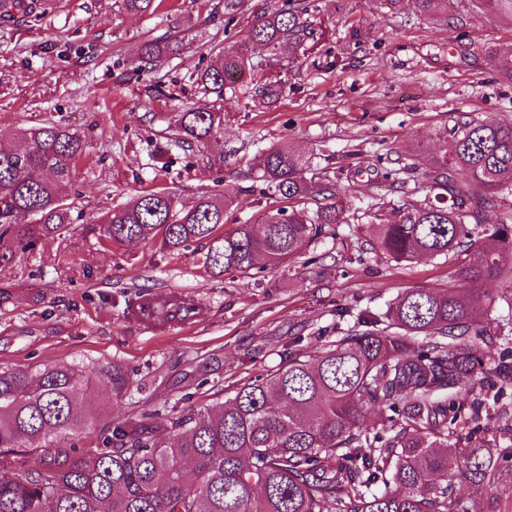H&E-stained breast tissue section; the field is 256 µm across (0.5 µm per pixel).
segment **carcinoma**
<instances>
[{"label":"carcinoma","instance_id":"cac0c4a2","mask_svg":"<svg viewBox=\"0 0 512 512\" xmlns=\"http://www.w3.org/2000/svg\"><path fill=\"white\" fill-rule=\"evenodd\" d=\"M119 2L127 12L152 15L163 0ZM411 2L438 17L447 0ZM36 6L37 0H0V18ZM244 15L242 38L190 76L216 102L254 68L249 44L265 45L275 60L282 47L303 49L313 36L310 0L257 7L224 0L227 22ZM181 47L176 36L151 37L132 70ZM223 123L215 105L192 107L181 115L179 135L207 142ZM21 138L20 149L0 147V267L66 232L71 204L59 188L85 149L78 131L55 121L23 130ZM447 143L434 176L447 195L381 216L373 245L397 263L455 257L450 281L402 293L369 328L348 331L315 358L293 349L276 370L215 405L188 395L183 406H172L167 425L147 415L114 422L81 452L75 408L88 386L83 371L56 365L33 378L0 370V512H477L460 497L461 486L489 483L499 473L497 459L471 440L484 403L463 397L449 404L438 393L476 372L492 378L512 371L507 351L462 349L478 335L482 284L502 277L504 255L512 254V224L485 222L493 198L512 194V125L467 117L448 131ZM256 167L288 203L265 211L258 224L224 230L227 193L183 206L171 192L151 191L109 211L91 230L113 244L159 239L169 252L203 241L212 273L247 275L288 262L349 211L325 184L315 190L323 203L307 210L306 161L299 155L271 148ZM21 215L33 222H18ZM458 281L468 288L456 287ZM104 375L112 398L123 399L127 374L114 366ZM375 405L390 414L373 433L362 418ZM452 438L458 451L450 454ZM29 458L39 466L19 470ZM187 460L195 464L190 472Z\"/></svg>","mask_w":512,"mask_h":512}]
</instances>
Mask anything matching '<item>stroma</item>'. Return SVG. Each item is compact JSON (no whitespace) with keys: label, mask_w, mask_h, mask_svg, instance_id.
<instances>
[{"label":"stroma","mask_w":512,"mask_h":512,"mask_svg":"<svg viewBox=\"0 0 512 512\" xmlns=\"http://www.w3.org/2000/svg\"><path fill=\"white\" fill-rule=\"evenodd\" d=\"M39 17L0 20V144L51 119L77 129L87 148L61 193L72 202L60 238L41 240L0 267V370L32 374L72 365L89 377L78 408L79 444L93 446L108 424L161 409L194 392L202 377L232 389L283 362L291 342L307 357L344 335L363 311L385 312L406 290L447 283L451 262L420 257L396 264L367 249L377 216L434 197L432 170L445 136L463 116L512 124V82L489 54L512 56V13L499 0H448V19L413 5L389 12L379 0H315L312 50L284 49L283 95L225 93L217 142L177 143L184 109L203 104L189 80L215 61L224 39V0H164L152 16L116 0H56ZM182 38L179 55L129 74L146 38ZM272 147L308 161V186L329 184L351 208L328 224L314 248L260 277L212 274L207 248L169 254L158 245L100 242L87 226L150 190L183 204L229 192L225 227L257 223L277 201L257 171ZM180 291L205 304L194 326L164 333L130 321L131 295ZM490 307L470 345L512 339V292L486 282ZM122 368L130 389L120 404L104 369ZM482 400L477 439L501 476L462 487L483 512H512V377L476 375L460 388Z\"/></svg>","instance_id":"35a3bbf8"}]
</instances>
